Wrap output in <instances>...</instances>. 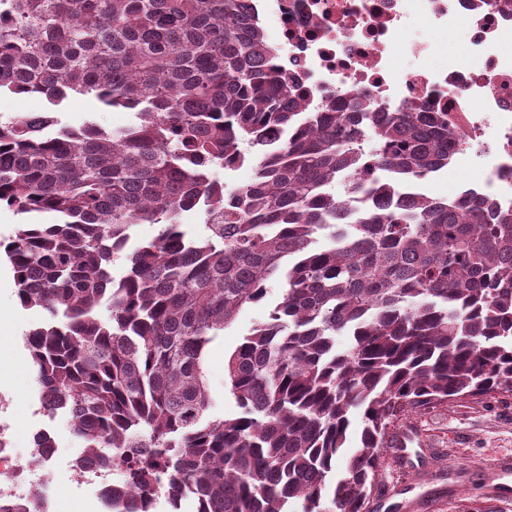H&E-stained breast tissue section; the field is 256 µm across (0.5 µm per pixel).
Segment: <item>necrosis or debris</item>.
<instances>
[{"label":"necrosis or debris","mask_w":512,"mask_h":512,"mask_svg":"<svg viewBox=\"0 0 512 512\" xmlns=\"http://www.w3.org/2000/svg\"><path fill=\"white\" fill-rule=\"evenodd\" d=\"M248 14L274 22L276 65L297 82L306 109L364 101L374 111L420 109L448 118L449 166L474 168L460 195L492 199L512 211V0H244ZM426 22L438 32L465 28L452 60L426 42L402 43V31ZM408 66H399L401 56ZM10 402L0 394V507L35 503L55 512L49 476L54 448L18 454ZM67 469L93 512H111L108 493L121 482L120 458Z\"/></svg>","instance_id":"4bbe7bcc"}]
</instances>
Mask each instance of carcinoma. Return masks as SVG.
<instances>
[{"label": "carcinoma", "mask_w": 512, "mask_h": 512, "mask_svg": "<svg viewBox=\"0 0 512 512\" xmlns=\"http://www.w3.org/2000/svg\"><path fill=\"white\" fill-rule=\"evenodd\" d=\"M276 54L242 0H0V94L49 104L0 121V203L58 219L0 240L51 316L27 338L41 401L144 507L368 512L398 420L512 392V213L395 198L448 166L446 116L305 112ZM73 93L132 121L62 126ZM230 161L253 178L228 192ZM338 182L371 202L346 211ZM143 223L160 233L127 249ZM274 285L225 362L239 412L212 415L209 346Z\"/></svg>", "instance_id": "carcinoma-1"}]
</instances>
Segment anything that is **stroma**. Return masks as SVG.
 <instances>
[{"mask_svg": "<svg viewBox=\"0 0 512 512\" xmlns=\"http://www.w3.org/2000/svg\"><path fill=\"white\" fill-rule=\"evenodd\" d=\"M59 118L72 127L94 121L115 128L128 124L131 115L103 111L93 95L75 94L65 102ZM280 296V289L275 288L268 300L244 306L212 344L206 375L215 400L214 414L235 413V403L225 387V361L244 336L266 320L272 301ZM48 319L45 310L15 307L9 292L0 293V380L13 389L14 448H27L30 435L46 429L57 446L69 454L79 449L78 440L63 417L39 415V385L29 352L25 344L10 338L15 326L29 331ZM408 430L416 434L408 456L398 455L392 446L383 453V478L373 495L383 505L381 512H406L405 502L415 497L420 500L418 512H512V501L500 502L491 495L497 477L486 466L493 457L512 456V392L465 397L436 406L422 416L399 422L394 432L399 435ZM460 455L470 459L471 469L457 480L455 495L448 499L430 462Z\"/></svg>", "mask_w": 512, "mask_h": 512, "instance_id": "1", "label": "stroma"}]
</instances>
